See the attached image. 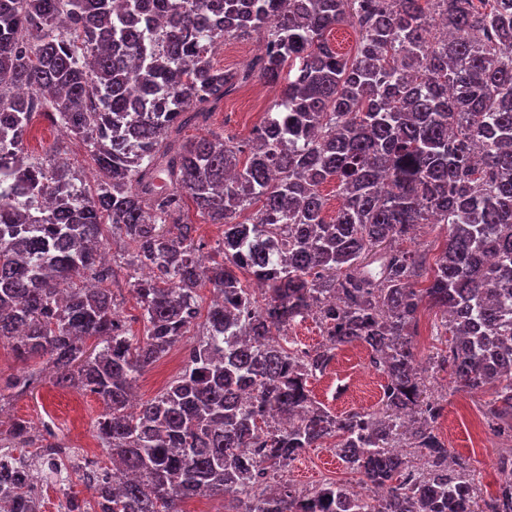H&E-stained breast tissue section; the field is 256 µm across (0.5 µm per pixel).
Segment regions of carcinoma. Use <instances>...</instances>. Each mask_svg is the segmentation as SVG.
<instances>
[{
  "mask_svg": "<svg viewBox=\"0 0 512 512\" xmlns=\"http://www.w3.org/2000/svg\"><path fill=\"white\" fill-rule=\"evenodd\" d=\"M184 2L0 0V184L45 204L33 221L0 195V340L23 363L46 359L55 385L98 395L112 459L50 470L64 509H91L68 493L75 476L96 512H179L218 494L233 512H512V448L476 508L412 341L422 305L438 309L449 338L433 365L458 391L490 392L484 418L512 438V0ZM340 26L357 35L345 54L329 39ZM254 34L263 53L214 66L218 46ZM254 80L281 88L277 111L245 142L209 129ZM134 83L152 92L142 107ZM37 115L87 145L95 190H70L57 153L24 155ZM188 127L205 134L186 139ZM331 180L341 202L328 218ZM191 204L224 225L221 259L200 254ZM420 224L449 229L432 261L402 247ZM108 231L125 243L110 265ZM120 273L141 338L102 287ZM204 282L220 300L201 320ZM310 316L324 341L289 344ZM192 328L183 370L129 414L141 371ZM352 344L387 384L379 411L336 416L308 382ZM403 440L422 467L390 451ZM329 441L374 498L283 478ZM33 444L21 419L0 437V512H39L23 476Z\"/></svg>",
  "mask_w": 512,
  "mask_h": 512,
  "instance_id": "carcinoma-1",
  "label": "carcinoma"
}]
</instances>
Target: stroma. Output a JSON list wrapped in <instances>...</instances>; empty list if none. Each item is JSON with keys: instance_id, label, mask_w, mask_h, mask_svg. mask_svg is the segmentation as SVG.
Segmentation results:
<instances>
[{"instance_id": "stroma-1", "label": "stroma", "mask_w": 512, "mask_h": 512, "mask_svg": "<svg viewBox=\"0 0 512 512\" xmlns=\"http://www.w3.org/2000/svg\"><path fill=\"white\" fill-rule=\"evenodd\" d=\"M278 95V89L262 82L250 83L225 98L210 120L212 130L239 141L248 140L264 113L274 106ZM24 146L29 154L36 157L45 156L53 149L64 151L79 182L94 186L93 176L97 168L82 141L64 135L58 126L44 117L34 119ZM439 322L440 318L433 309L423 308L413 344L418 361L429 369L428 392L443 400L444 410L437 424L438 432L451 453L468 463L477 495L483 499L499 490L503 474L498 468V458L508 442L483 420L484 393L455 391L448 370L431 367V357L446 347ZM193 341V336L182 337L160 360L143 370L137 382L138 400L150 399L166 388L182 367L180 356L183 350ZM376 380L377 389L366 388L353 349L346 346L338 350L323 376L310 380L309 389L314 398L333 413H371L379 409L382 387L386 383L385 376L381 374ZM103 412L104 405L96 395L54 386L51 377L46 376L28 392L0 408V426L6 428L13 420L21 419L30 422L37 430L55 426L57 432L66 437L70 434L66 421L76 413L81 419L78 446L95 448L99 445L95 423ZM285 475L293 484L307 489L331 479L347 482L352 478L335 452L327 447L307 449L290 463Z\"/></svg>"}]
</instances>
